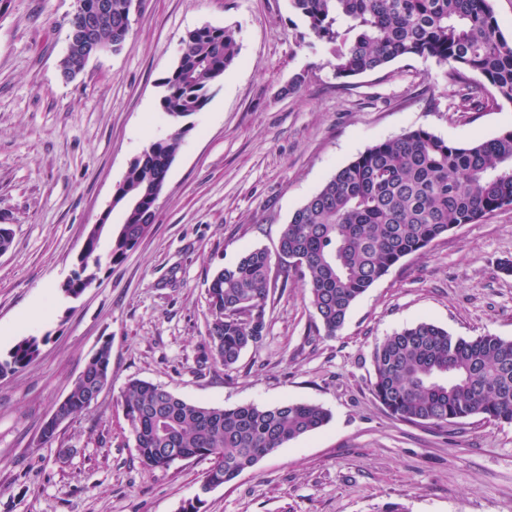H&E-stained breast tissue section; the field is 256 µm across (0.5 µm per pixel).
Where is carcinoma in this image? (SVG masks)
Wrapping results in <instances>:
<instances>
[{
  "mask_svg": "<svg viewBox=\"0 0 512 512\" xmlns=\"http://www.w3.org/2000/svg\"><path fill=\"white\" fill-rule=\"evenodd\" d=\"M100 52L121 50L131 31L134 0H111ZM315 39L330 45L334 75L348 79L381 70L399 58H432L451 67L459 85L457 112L487 106L485 84L512 101V39L500 30L489 0H291ZM239 55L233 33L202 26L187 33L181 54L162 81L160 111L172 130L128 167L115 203L124 222L111 229L110 262L125 257L156 219V203L187 127L211 89ZM88 63L83 47L67 41L60 61L72 78ZM512 207V130L465 146L418 128L380 141L357 155L298 208L277 251L283 279L305 280L306 294L326 335L334 336L356 302L403 258L449 231ZM271 255L245 252L216 271L208 287L209 323L201 363L231 370L266 335ZM97 278L85 266L62 286L76 299ZM41 338L24 336L0 355V376L26 367ZM111 349L102 345L75 381L58 414L91 406L111 380ZM372 392L396 419L444 427L478 417L512 424V339L492 334L454 336L420 321L386 337L373 353ZM123 410L144 466L168 468L212 461L205 480L227 483L286 443L325 426L323 406L283 402L214 407L187 401L147 381L130 380Z\"/></svg>",
  "mask_w": 512,
  "mask_h": 512,
  "instance_id": "carcinoma-1",
  "label": "carcinoma"
}]
</instances>
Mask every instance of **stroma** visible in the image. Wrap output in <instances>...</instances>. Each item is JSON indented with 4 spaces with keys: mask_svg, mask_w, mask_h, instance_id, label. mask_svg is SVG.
Instances as JSON below:
<instances>
[{
    "mask_svg": "<svg viewBox=\"0 0 512 512\" xmlns=\"http://www.w3.org/2000/svg\"><path fill=\"white\" fill-rule=\"evenodd\" d=\"M76 0H0V353L43 342L0 377V512H512V424L445 427L390 416L371 392L386 336L428 320L456 336L512 339V209L455 228L404 258L328 337L298 277L272 269L267 333L232 370L198 368L213 272L256 247L276 252L295 210L368 147L425 128L458 145L512 129V102L457 112L458 86L435 60L394 61L338 86L327 44L290 0H142L119 52L76 77L59 67ZM230 28L236 64L210 92L157 201L149 234L102 263L76 299L88 229L113 206L130 163L170 126L160 83L195 28ZM303 82L297 92L288 86ZM111 347L112 383L90 410L40 438L88 359ZM215 407L310 402L331 414L208 493L210 460L145 467L122 406L129 379ZM98 270L87 265L76 272L73 277L63 284L61 288L63 294L73 299L78 298L97 278ZM42 339L38 336H24L2 356L0 354V376L12 374L26 367L38 354Z\"/></svg>",
    "mask_w": 512,
    "mask_h": 512,
    "instance_id": "stroma-1",
    "label": "stroma"
}]
</instances>
